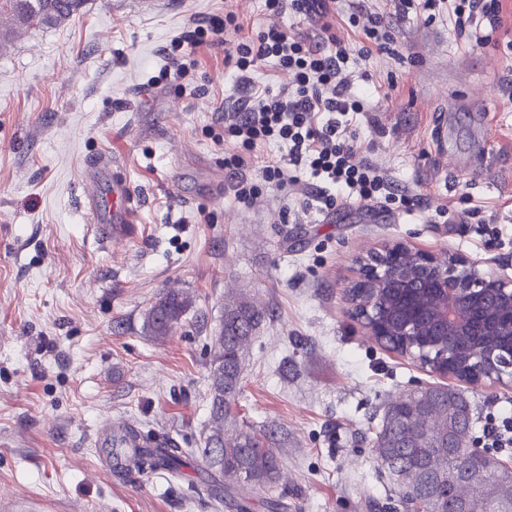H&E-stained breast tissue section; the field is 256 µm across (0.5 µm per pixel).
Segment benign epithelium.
Returning a JSON list of instances; mask_svg holds the SVG:
<instances>
[{"instance_id":"benign-epithelium-1","label":"benign epithelium","mask_w":512,"mask_h":512,"mask_svg":"<svg viewBox=\"0 0 512 512\" xmlns=\"http://www.w3.org/2000/svg\"><path fill=\"white\" fill-rule=\"evenodd\" d=\"M366 287L351 295L355 316L377 344L403 353L448 376H458L460 361L478 360L470 381L512 383V339H499L500 324L512 322V279L487 274L463 258L442 259L396 242L361 268ZM436 331L426 332L428 324ZM457 336H470L461 349Z\"/></svg>"}]
</instances>
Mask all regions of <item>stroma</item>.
<instances>
[{
	"mask_svg": "<svg viewBox=\"0 0 512 512\" xmlns=\"http://www.w3.org/2000/svg\"><path fill=\"white\" fill-rule=\"evenodd\" d=\"M228 8L247 36L318 32L264 0H88L0 51V512H237L241 498L267 512L250 485L216 504L190 454L207 434L209 350L233 290L270 312L233 416L274 431L288 512H397L367 437L403 392L457 384L476 421L512 413V387L461 385L370 342L345 299L361 261L393 242L512 276V51L412 16L393 25L401 59L367 61L370 109L348 134L359 161L418 194L412 210L326 214L271 187L247 206L232 186L255 166L225 167L235 144L219 138L245 95L223 50L198 49L186 77L166 71L171 40ZM105 156L139 218L103 247L82 180ZM168 291L193 305L158 340L145 313ZM110 423L185 451L182 474L116 472L99 438Z\"/></svg>",
	"mask_w": 512,
	"mask_h": 512,
	"instance_id": "1",
	"label": "stroma"
}]
</instances>
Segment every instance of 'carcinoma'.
<instances>
[{"instance_id":"obj_1","label":"carcinoma","mask_w":512,"mask_h":512,"mask_svg":"<svg viewBox=\"0 0 512 512\" xmlns=\"http://www.w3.org/2000/svg\"><path fill=\"white\" fill-rule=\"evenodd\" d=\"M85 2L0 0V12L9 10L18 27H53ZM191 305V298L179 292L161 296L147 313L151 334L164 338ZM268 316V310L243 293L233 292L225 300L224 318L210 348V427L198 454L221 474L225 493L241 483L255 485L265 490L271 512H286L270 433L244 423L234 435L224 434L240 394L246 348ZM472 420L468 398L450 385L420 387L386 404L371 442L401 512H512V468L470 451ZM139 437L131 427L113 438L115 468L181 475L180 454L139 445Z\"/></svg>"}]
</instances>
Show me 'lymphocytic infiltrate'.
Returning <instances> with one entry per match:
<instances>
[{
	"mask_svg": "<svg viewBox=\"0 0 512 512\" xmlns=\"http://www.w3.org/2000/svg\"><path fill=\"white\" fill-rule=\"evenodd\" d=\"M394 14L403 20L413 12H424L426 23L447 18L458 37L468 44L483 46L504 24L505 0H393ZM267 12L283 10L306 15L319 25V33L310 36L271 26L256 37L243 39L238 15L231 10L193 20L189 30L173 39L167 50L176 73L186 76L195 59L187 58V49L220 47L224 65L244 74L261 61L271 59L287 74L288 82L278 93H254L244 101L240 111L224 119V133L234 138L235 153L226 157V165L240 167L255 156L258 145L277 142L286 153L279 160L265 163L253 181L241 180L234 186L236 199L253 205L261 197L263 186L287 191L294 201L306 202L302 192L304 176L321 181L312 196L320 211L333 210L337 203L367 207L381 201L414 207L415 195L408 191L393 192L383 174L366 164L357 163V147L346 138L347 116L368 109L364 91L356 89L345 76L353 65L372 55H396L394 40L388 32L384 15L370 16L368 26H360L357 14H350L351 26L362 29L363 44L351 50L333 30L336 11L331 0H265ZM231 41H223V34Z\"/></svg>",
	"mask_w": 512,
	"mask_h": 512,
	"instance_id": "lymphocytic-infiltrate-1",
	"label": "lymphocytic infiltrate"
}]
</instances>
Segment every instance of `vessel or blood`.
<instances>
[{
	"label": "vessel or blood",
	"mask_w": 512,
	"mask_h": 512,
	"mask_svg": "<svg viewBox=\"0 0 512 512\" xmlns=\"http://www.w3.org/2000/svg\"><path fill=\"white\" fill-rule=\"evenodd\" d=\"M87 183L89 195L99 200L98 222L90 231L98 242H118L130 237L136 224L132 206V191L126 178L108 179L103 161H95L90 167Z\"/></svg>",
	"instance_id": "obj_1"
}]
</instances>
